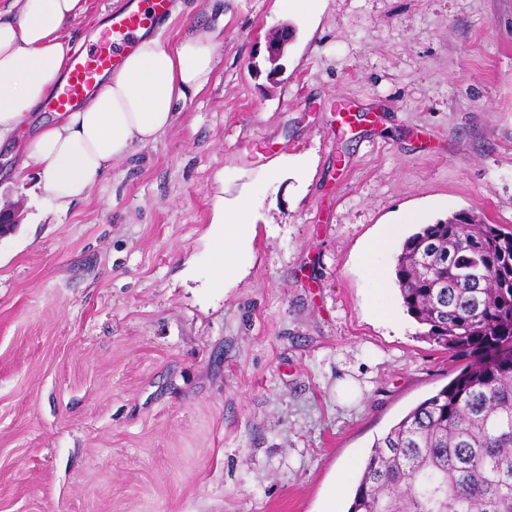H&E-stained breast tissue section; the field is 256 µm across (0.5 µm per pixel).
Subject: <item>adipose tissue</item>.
<instances>
[{"label":"adipose tissue","mask_w":512,"mask_h":512,"mask_svg":"<svg viewBox=\"0 0 512 512\" xmlns=\"http://www.w3.org/2000/svg\"><path fill=\"white\" fill-rule=\"evenodd\" d=\"M86 0H6L0 6V146L20 144L15 178L36 171L58 212L85 200L115 164L155 143L173 124L178 101L200 91L218 57L220 28H196L175 43L144 36L100 89L71 112L33 124L36 108L63 82L72 53L70 25ZM218 282L243 270L256 226L247 198L216 204Z\"/></svg>","instance_id":"1"}]
</instances>
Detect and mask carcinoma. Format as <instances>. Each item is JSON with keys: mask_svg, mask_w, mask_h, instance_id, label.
Wrapping results in <instances>:
<instances>
[{"mask_svg": "<svg viewBox=\"0 0 512 512\" xmlns=\"http://www.w3.org/2000/svg\"><path fill=\"white\" fill-rule=\"evenodd\" d=\"M395 281L464 365L373 443L347 512H512V231L472 210L424 224Z\"/></svg>", "mask_w": 512, "mask_h": 512, "instance_id": "cac0c4a2", "label": "carcinoma"}]
</instances>
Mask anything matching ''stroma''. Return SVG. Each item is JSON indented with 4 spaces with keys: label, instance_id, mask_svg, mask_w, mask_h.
<instances>
[{
    "label": "stroma",
    "instance_id": "obj_1",
    "mask_svg": "<svg viewBox=\"0 0 512 512\" xmlns=\"http://www.w3.org/2000/svg\"><path fill=\"white\" fill-rule=\"evenodd\" d=\"M211 2L174 0L166 41L224 32L152 146L64 215L0 178V512H346L374 440L459 371L374 274L398 215L512 228V0ZM242 192L225 287L212 206ZM212 224H224L223 235L216 248L222 260L216 266L215 278L225 286L226 280L243 270L249 260L256 226L250 222L248 199L239 197L225 201L224 197L220 198Z\"/></svg>",
    "mask_w": 512,
    "mask_h": 512
}]
</instances>
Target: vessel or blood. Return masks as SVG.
<instances>
[{
  "label": "vessel or blood",
  "mask_w": 512,
  "mask_h": 512,
  "mask_svg": "<svg viewBox=\"0 0 512 512\" xmlns=\"http://www.w3.org/2000/svg\"><path fill=\"white\" fill-rule=\"evenodd\" d=\"M171 0H139L137 8L112 12L107 34L87 53H75L65 80L41 105L46 112H69L95 92L103 73L115 68L139 35L153 31L171 10Z\"/></svg>",
  "instance_id": "b4317fda"
}]
</instances>
